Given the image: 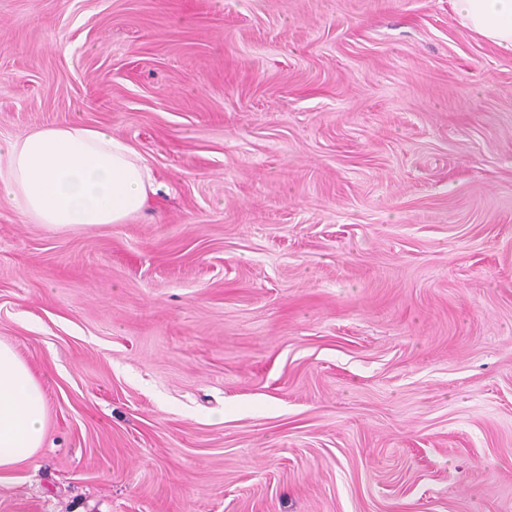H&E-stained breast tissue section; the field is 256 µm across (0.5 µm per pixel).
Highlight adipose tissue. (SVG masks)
Masks as SVG:
<instances>
[{"mask_svg":"<svg viewBox=\"0 0 512 512\" xmlns=\"http://www.w3.org/2000/svg\"><path fill=\"white\" fill-rule=\"evenodd\" d=\"M461 26L512 53V0H453ZM157 191L151 168L110 129L81 122L45 126L0 142V197L19 202L53 232L123 224ZM47 407L41 381L0 341V470L42 448Z\"/></svg>","mask_w":512,"mask_h":512,"instance_id":"obj_1","label":"adipose tissue"}]
</instances>
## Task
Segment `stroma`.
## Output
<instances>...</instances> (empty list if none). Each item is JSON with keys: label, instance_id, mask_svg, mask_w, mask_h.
Segmentation results:
<instances>
[{"label": "stroma", "instance_id": "35a3bbf8", "mask_svg": "<svg viewBox=\"0 0 512 512\" xmlns=\"http://www.w3.org/2000/svg\"><path fill=\"white\" fill-rule=\"evenodd\" d=\"M72 121L157 192L0 198V512H512V54L452 0H0V139ZM46 432L42 383L14 347L0 340V470L34 455Z\"/></svg>", "mask_w": 512, "mask_h": 512}]
</instances>
